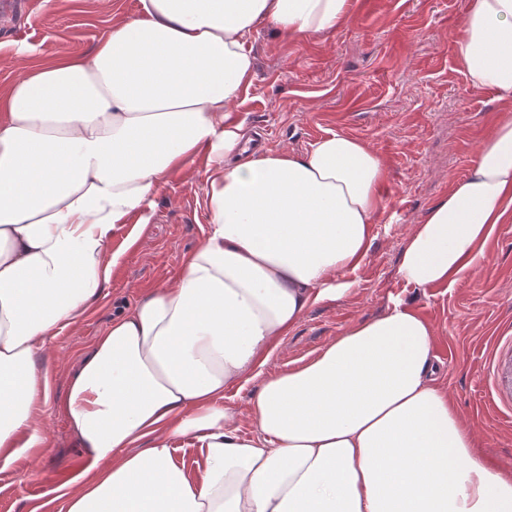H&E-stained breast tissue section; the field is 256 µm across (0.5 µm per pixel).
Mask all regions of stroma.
Masks as SVG:
<instances>
[{"label": "stroma", "mask_w": 512, "mask_h": 512, "mask_svg": "<svg viewBox=\"0 0 512 512\" xmlns=\"http://www.w3.org/2000/svg\"><path fill=\"white\" fill-rule=\"evenodd\" d=\"M349 20L325 38L277 34L260 25L249 46L251 85L233 117L250 137L267 129L268 147L303 153L328 132L367 143L383 160L386 179L379 230L342 299L308 309L268 363L288 369L356 322L382 315L392 300L410 304L434 329L440 382L477 441L484 462L512 470V409L491 400L488 354L512 335V221L496 225L482 257L454 284L426 290L402 282L397 266L408 225L469 170L502 104L494 91L470 86L455 39L472 0H352ZM139 0H31L17 27L0 32V94L18 74L19 48L42 59L79 56L110 33L115 20L136 15ZM207 173L197 156L191 174L173 173L136 242L127 229L112 238L121 264L76 328L54 338L36 364L62 398L95 339L113 316L148 290L173 283L207 224ZM42 421L51 449L0 471V512H58L57 486L80 466L66 419L47 406Z\"/></svg>", "instance_id": "1"}]
</instances>
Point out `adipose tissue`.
Instances as JSON below:
<instances>
[{"label": "adipose tissue", "mask_w": 512, "mask_h": 512, "mask_svg": "<svg viewBox=\"0 0 512 512\" xmlns=\"http://www.w3.org/2000/svg\"><path fill=\"white\" fill-rule=\"evenodd\" d=\"M351 0H139L87 54L25 73L0 100V464L49 448L36 366L121 260L156 191L196 156L208 224L174 284L97 336L58 409L81 450L65 512H512V470L480 458L439 384L430 322L396 300L310 358L265 373L310 307L346 296L377 235L385 179L364 142L248 153L229 112L258 24L326 37ZM504 108L464 179L409 225L398 277L454 283L512 221V0H472L455 42ZM260 379L251 435L225 402ZM199 454L195 471L176 447Z\"/></svg>", "instance_id": "adipose-tissue-1"}]
</instances>
